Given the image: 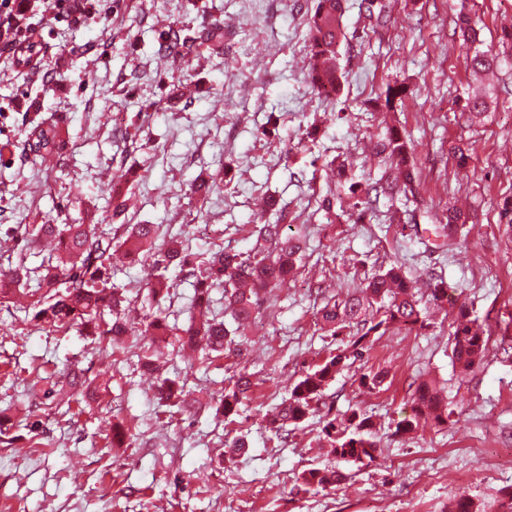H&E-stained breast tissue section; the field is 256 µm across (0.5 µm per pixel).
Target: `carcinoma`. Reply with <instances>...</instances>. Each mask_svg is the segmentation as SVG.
Wrapping results in <instances>:
<instances>
[{"instance_id": "1", "label": "carcinoma", "mask_w": 512, "mask_h": 512, "mask_svg": "<svg viewBox=\"0 0 512 512\" xmlns=\"http://www.w3.org/2000/svg\"><path fill=\"white\" fill-rule=\"evenodd\" d=\"M344 0H316L308 20V41L313 64L309 77L315 88H329L337 93L341 88L342 73L336 62L337 47L344 37L342 17ZM458 28L464 41L470 45L478 40L468 14L460 13ZM162 47L169 55L181 56L190 51L188 38L180 31L170 29L162 34ZM466 65L475 72L491 69L493 60L476 50L466 57ZM59 131L55 124L36 123L25 132L22 154L46 158L57 154ZM377 154L385 156L392 173L367 182L349 185L352 207L370 208L382 199H391L400 192H413L416 170L411 147L398 130L391 128L378 139ZM468 222L467 213L448 208L446 223L436 227V233L448 239L458 234ZM122 232L103 236L94 224H22L20 235L28 244L37 245L45 238L55 241L54 252L40 266L29 269L22 264L0 266V302L33 299V319L55 328L76 327L81 331L108 339L115 346L127 332V323L121 317L126 298L112 283V246L125 249L136 256L155 251V265L188 266L182 243L174 238L166 247L154 250L157 228L153 224H122ZM255 233L259 246L254 253L243 255L222 249L212 254L205 276L196 280L189 325L181 330L177 341L183 347H199L206 355L222 357L236 344L238 326L253 316L259 295L283 285L303 259L299 240L283 233L280 224H259ZM224 287V311L228 312L236 328L213 314L211 290ZM172 285L160 274L148 289V296L161 301ZM448 299V288L441 279L430 278L428 300L422 301L412 291L402 268H389L367 278V286L360 294H350L338 300L323 296L317 312V321L332 339L348 337L347 342L329 351L312 368L302 373L291 388L288 397L276 408L270 431L278 438L288 436L287 426L298 425L318 405L325 404L326 390L344 367L361 360L373 337L384 335L395 325L412 331L427 323V305H438ZM452 364L463 374L479 363L488 350L487 330L470 317L462 305L452 316L449 332ZM387 378L383 370L360 374L359 386L369 391L381 388ZM232 387L218 395V410L225 417L237 414L243 400L248 398L253 382L246 374L231 380ZM70 386L79 389V395L91 401L95 389L82 373H73ZM414 415L396 423V432L412 431L420 419H430L437 425L448 422V403L441 393L426 381H413ZM155 395L165 406L182 412L190 407L186 382L178 383L167 377H156ZM324 439L331 453L346 462L365 464L374 461L378 442L372 418L353 410L343 419L325 421ZM347 479L334 467H312L297 478L301 491L324 490ZM448 512H512V486L501 490L499 497L489 503L477 502L461 492L453 496Z\"/></svg>"}]
</instances>
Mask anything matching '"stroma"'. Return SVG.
<instances>
[{"label":"stroma","mask_w":512,"mask_h":512,"mask_svg":"<svg viewBox=\"0 0 512 512\" xmlns=\"http://www.w3.org/2000/svg\"><path fill=\"white\" fill-rule=\"evenodd\" d=\"M315 0H96L99 21H44L36 69L18 68L0 51V265L39 266L41 248H23L20 224H155L157 247L182 241L195 272L212 250L248 253L256 225L284 211L287 232L307 240L294 278L262 295L245 330L241 354L202 359L164 354V376L187 380L194 412L159 406L140 358L150 341L147 317L190 320L193 275L169 269V298L150 300L152 257L119 259L112 282L132 307L122 346L76 329L36 323L22 305H0V512H447L449 497L467 491L483 501L512 485V0H374L387 17L371 27L360 0H349L347 35L338 49L344 72L339 96L311 87L307 19ZM480 31L481 50L496 58L477 75L454 34L459 10ZM196 37L190 59H160L167 27ZM227 35L224 53L205 35ZM408 89L393 108L387 86ZM487 107L471 121L467 102ZM64 130L51 163L23 157L30 124ZM413 148L414 196L351 206L347 183L328 168L345 159L349 181L380 177L386 168L371 149L387 129ZM468 159L458 165L451 144ZM129 207L112 208L113 192ZM331 197L333 214L320 207ZM473 214L454 245L437 237L449 206ZM401 264L411 281L443 277L448 305L468 307L489 333L483 361L459 376L448 356L447 323L408 331L393 327L364 359L341 371L328 393L332 413L371 415L379 454L366 466L336 463L327 453L316 412L285 440L272 438L266 417L330 345L316 312V288L345 297L375 270ZM385 370L384 386L359 388L357 378ZM85 373L98 405L80 412L65 378ZM254 383L237 415L224 419L216 395L235 372ZM58 392L32 406L33 375ZM434 381L454 413L448 424L411 434L395 431L411 416L408 388ZM122 424L135 442L108 441ZM242 436L247 454L222 458L225 440ZM340 465L347 480L312 494L297 477L312 466Z\"/></svg>","instance_id":"35a3bbf8"}]
</instances>
